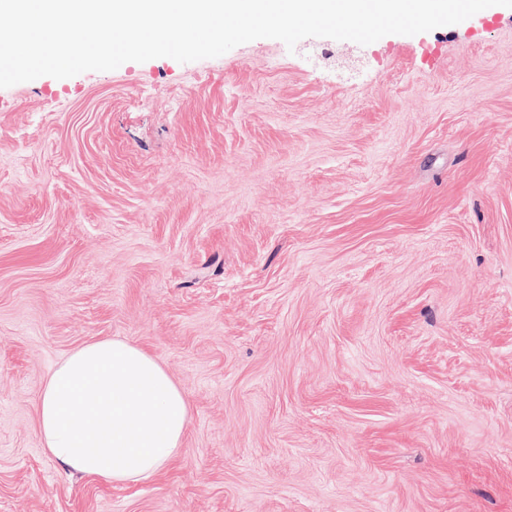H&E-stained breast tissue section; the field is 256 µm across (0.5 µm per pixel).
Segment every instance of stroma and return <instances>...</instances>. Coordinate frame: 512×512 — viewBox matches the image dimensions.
<instances>
[{
  "mask_svg": "<svg viewBox=\"0 0 512 512\" xmlns=\"http://www.w3.org/2000/svg\"><path fill=\"white\" fill-rule=\"evenodd\" d=\"M105 339L190 405L146 480L41 444ZM0 512H512V8L0 88Z\"/></svg>",
  "mask_w": 512,
  "mask_h": 512,
  "instance_id": "35a3bbf8",
  "label": "stroma"
}]
</instances>
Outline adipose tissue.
Masks as SVG:
<instances>
[{
  "mask_svg": "<svg viewBox=\"0 0 512 512\" xmlns=\"http://www.w3.org/2000/svg\"><path fill=\"white\" fill-rule=\"evenodd\" d=\"M190 422L164 366L123 341L75 349L50 372L39 404L44 450L69 471L145 480L179 452Z\"/></svg>",
  "mask_w": 512,
  "mask_h": 512,
  "instance_id": "ef3b65f1",
  "label": "adipose tissue"
}]
</instances>
